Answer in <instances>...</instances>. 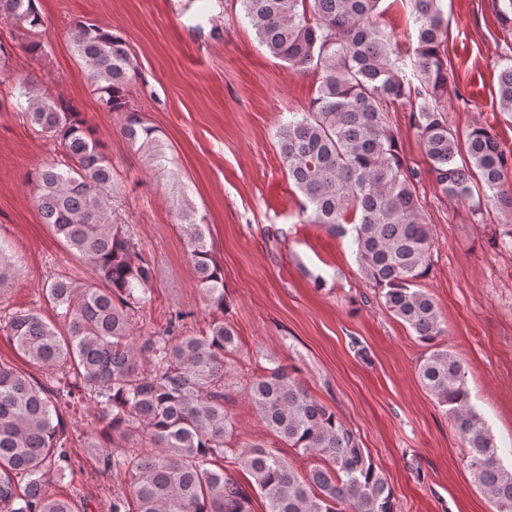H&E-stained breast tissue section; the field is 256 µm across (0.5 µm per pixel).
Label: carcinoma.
<instances>
[{
	"label": "carcinoma",
	"mask_w": 512,
	"mask_h": 512,
	"mask_svg": "<svg viewBox=\"0 0 512 512\" xmlns=\"http://www.w3.org/2000/svg\"><path fill=\"white\" fill-rule=\"evenodd\" d=\"M240 2L269 55L319 77L308 110L276 131L305 221L352 233L369 287L426 346L419 381L452 416L475 483L495 512H512V469L503 466L502 449L471 404L464 363L441 345L444 318L421 286L433 242L422 223L416 173L404 164L388 120L391 109L410 106L442 193L477 209L512 211V189L505 186L512 153L481 124L463 135L448 126L441 0H408L416 25L409 64L378 22L382 0ZM0 19L25 32L29 54L48 55L36 0H0ZM71 36L103 108L124 115L123 137L162 164L157 130L129 107L138 68L122 37L90 21L76 23ZM17 85L31 123L63 148V160L30 178L43 223L93 277L88 283L60 276L47 285L54 318L21 312L7 323L24 357L72 382L53 391L0 363V512H75L73 499L46 489L49 475L73 471L59 407L66 398L96 404L85 443L98 450L103 471L131 480L129 490L112 492L111 512H252L253 492L266 501V512H394L387 479L295 367L275 361L264 368L250 383L249 401L272 434L312 459L304 473L278 449L235 435L224 397L228 356L238 340L224 318L212 319L199 336H182L191 313L175 309L163 333L136 332L129 313L151 301L155 267L133 231L112 219L106 145L69 102L25 80ZM498 100L501 111L512 113V65L500 72ZM181 218L197 285L222 312L224 272L212 258L205 225L187 210ZM16 274L0 244V294ZM228 463L250 474V487Z\"/></svg>",
	"instance_id": "1"
}]
</instances>
